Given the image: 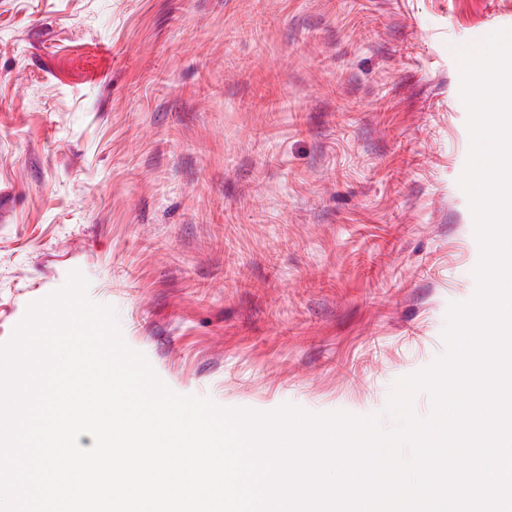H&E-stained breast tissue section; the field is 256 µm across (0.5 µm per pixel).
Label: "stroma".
Instances as JSON below:
<instances>
[{
    "instance_id": "35a3bbf8",
    "label": "stroma",
    "mask_w": 512,
    "mask_h": 512,
    "mask_svg": "<svg viewBox=\"0 0 512 512\" xmlns=\"http://www.w3.org/2000/svg\"><path fill=\"white\" fill-rule=\"evenodd\" d=\"M512 0H0V344L70 273L172 391L367 417L480 247L456 54Z\"/></svg>"
}]
</instances>
